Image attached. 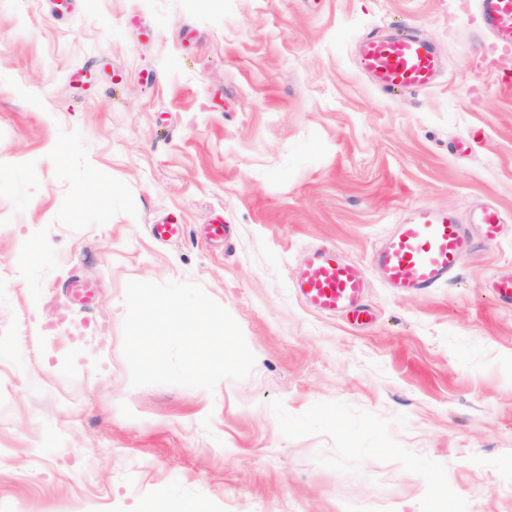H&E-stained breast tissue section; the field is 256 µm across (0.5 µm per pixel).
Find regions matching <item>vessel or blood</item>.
<instances>
[{
    "label": "vessel or blood",
    "mask_w": 512,
    "mask_h": 512,
    "mask_svg": "<svg viewBox=\"0 0 512 512\" xmlns=\"http://www.w3.org/2000/svg\"><path fill=\"white\" fill-rule=\"evenodd\" d=\"M481 34L497 57L512 56V0H476ZM357 69L370 75L386 93L432 88L441 71L433 45L413 34L367 33L358 41ZM485 240L500 237L503 213L499 207L472 208L467 219L448 209L420 206L396 224L376 248L371 267L345 258L339 250L316 247L294 270L291 286L313 311L341 315L357 325L371 321L365 303L370 273H377L387 288L398 294L426 292L452 280L463 258L474 248L470 226ZM73 302L88 307L95 300L94 283L74 279L67 285Z\"/></svg>",
    "instance_id": "1"
}]
</instances>
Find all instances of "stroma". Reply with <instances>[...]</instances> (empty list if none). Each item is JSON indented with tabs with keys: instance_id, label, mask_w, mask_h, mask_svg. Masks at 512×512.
I'll return each instance as SVG.
<instances>
[{
	"instance_id": "obj_1",
	"label": "stroma",
	"mask_w": 512,
	"mask_h": 512,
	"mask_svg": "<svg viewBox=\"0 0 512 512\" xmlns=\"http://www.w3.org/2000/svg\"><path fill=\"white\" fill-rule=\"evenodd\" d=\"M476 25L458 0H0V512H427L436 484L512 512V93ZM377 27L430 39L438 83L375 90L352 58ZM481 203L502 238L425 294L370 277L364 327L290 285L314 246L367 267L410 209ZM131 280L202 286L251 374L131 387ZM65 303L92 328H50ZM66 288L73 302L85 307H90L93 304L96 295L94 283L82 279H72Z\"/></svg>"
}]
</instances>
